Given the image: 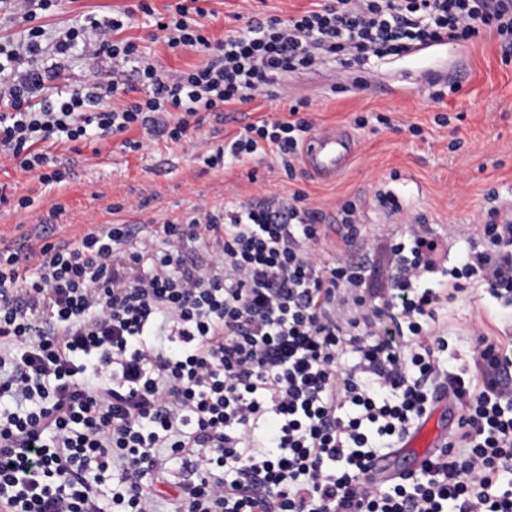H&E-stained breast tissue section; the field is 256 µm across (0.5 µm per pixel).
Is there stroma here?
I'll list each match as a JSON object with an SVG mask.
<instances>
[{
	"label": "stroma",
	"mask_w": 512,
	"mask_h": 512,
	"mask_svg": "<svg viewBox=\"0 0 512 512\" xmlns=\"http://www.w3.org/2000/svg\"><path fill=\"white\" fill-rule=\"evenodd\" d=\"M137 3L60 0L42 14L40 23L51 36L79 24L84 16L109 17L134 10ZM119 37L138 43L163 70L207 60L200 51L168 49L141 13ZM434 80L455 83L458 90L435 101L430 87ZM294 99L309 102L315 129L344 127L355 137V159L336 180L314 179L302 168L296 178H288L269 154L226 169L203 165L200 156L210 145L213 130L227 136L262 119H281L286 115L282 101ZM379 113L407 123V130L356 127L357 116ZM440 113L449 116V124L435 123ZM413 125L418 134L410 133ZM129 136L142 141V149L128 151L117 137L73 147L53 145L50 155L71 175L50 188L41 185L35 173L23 172L16 161L0 155V246L16 248L43 234L52 241L68 238L94 224H134L148 234L166 221L187 217L200 202L222 208L269 193L286 198L301 190L324 224L335 223L340 200L360 202L364 236L348 256L365 260L375 284L381 286L389 276L386 236L403 226L375 207L378 186L396 189L437 231L451 224L481 222L490 206L488 192H496L500 204L512 206V57H504L499 44L486 39L467 47L438 45L413 58H393L360 70H308L281 78L271 97L227 106L222 118L204 123L195 144H174L137 129ZM24 196L33 199L32 207H18ZM55 205L63 206V214L50 224L39 223V216ZM441 321L448 340L442 360L449 370H458L469 360L478 335L512 345V306L476 285H468L449 302Z\"/></svg>",
	"instance_id": "obj_1"
}]
</instances>
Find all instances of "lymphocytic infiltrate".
<instances>
[{
    "instance_id": "lymphocytic-infiltrate-1",
    "label": "lymphocytic infiltrate",
    "mask_w": 512,
    "mask_h": 512,
    "mask_svg": "<svg viewBox=\"0 0 512 512\" xmlns=\"http://www.w3.org/2000/svg\"><path fill=\"white\" fill-rule=\"evenodd\" d=\"M7 2L29 28L20 46L0 45V154L47 187L70 171L45 145L134 128L187 144L204 114L269 96L285 73L487 38L512 51V0H321L217 42L197 0L159 15L140 0L169 49L208 54L165 71L117 39L122 18L90 16L50 39L36 20L58 0ZM80 46L92 79L37 101ZM130 65L144 97L107 105ZM306 107L289 103L288 120L213 144L204 164L268 152L295 176L313 127ZM375 199L409 224L389 243L382 288L363 263L328 253L329 235L348 248L361 239L359 203L340 202L328 230L300 190L201 206L144 237L96 224L0 249V512H104L106 482L123 512H512V353L481 336L471 365L450 372L437 327L465 284L512 296V210L449 225L447 237L469 244L452 266L446 237L400 194L383 188ZM189 244L199 260L185 261ZM442 391L462 408L445 448L416 472L371 481L373 461ZM178 466L187 476L171 481Z\"/></svg>"
}]
</instances>
